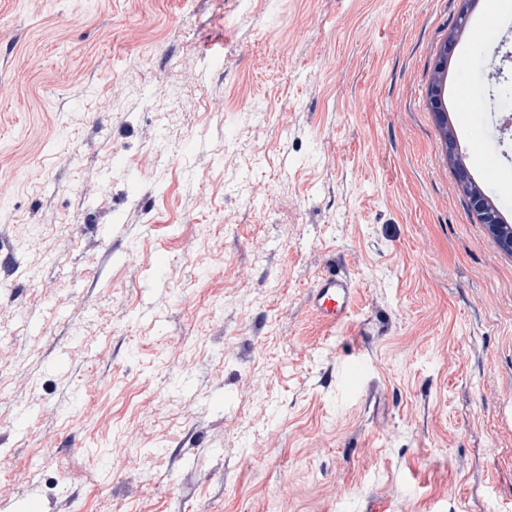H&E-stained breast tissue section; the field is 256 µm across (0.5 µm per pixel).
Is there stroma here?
I'll return each mask as SVG.
<instances>
[{
	"mask_svg": "<svg viewBox=\"0 0 512 512\" xmlns=\"http://www.w3.org/2000/svg\"><path fill=\"white\" fill-rule=\"evenodd\" d=\"M508 51L512 0H0V512H512V253L455 170L512 223ZM470 191L473 194H480L484 197L486 201V206L491 211H487L484 207L483 201L481 198L477 195H469L471 205L473 209L475 210L476 215H479V221L482 224H497V219L495 217L494 211H497L496 206L494 205V202L492 200V197L487 194L480 186H477L473 184L470 187ZM498 212V211H497ZM357 304V289L352 279L334 267L328 268L318 277L311 292L310 308L328 327L348 323Z\"/></svg>",
	"mask_w": 512,
	"mask_h": 512,
	"instance_id": "stroma-1",
	"label": "stroma"
}]
</instances>
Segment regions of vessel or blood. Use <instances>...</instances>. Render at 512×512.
Instances as JSON below:
<instances>
[{"label": "vessel or blood", "mask_w": 512, "mask_h": 512, "mask_svg": "<svg viewBox=\"0 0 512 512\" xmlns=\"http://www.w3.org/2000/svg\"><path fill=\"white\" fill-rule=\"evenodd\" d=\"M357 304V290L352 279L333 267L318 277L311 292V309L315 316L329 327L348 323Z\"/></svg>", "instance_id": "1"}]
</instances>
